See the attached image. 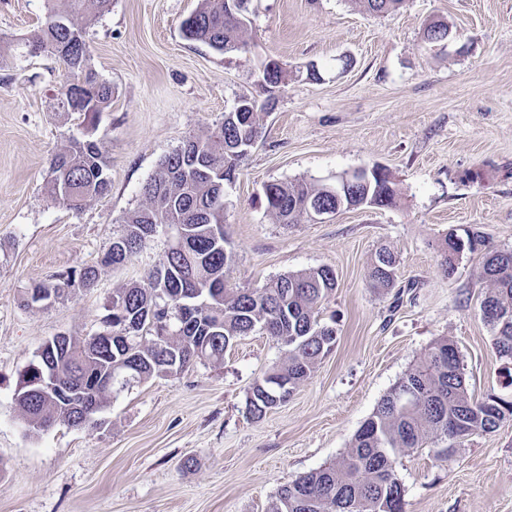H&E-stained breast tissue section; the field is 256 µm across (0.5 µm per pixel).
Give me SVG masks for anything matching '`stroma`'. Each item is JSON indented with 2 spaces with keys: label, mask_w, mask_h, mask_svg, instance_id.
Wrapping results in <instances>:
<instances>
[{
  "label": "stroma",
  "mask_w": 512,
  "mask_h": 512,
  "mask_svg": "<svg viewBox=\"0 0 512 512\" xmlns=\"http://www.w3.org/2000/svg\"><path fill=\"white\" fill-rule=\"evenodd\" d=\"M199 3L112 0L86 26L90 65L112 88L92 133L111 161L110 187L72 209L50 194L51 163L82 137L83 117L58 107L62 63L25 45L48 0H0V512H268L281 486L346 452L443 336L474 399L502 391L480 308L481 258L460 253L446 271L439 249L468 228L512 250V0H402L381 15L355 0H248L247 45L225 54L185 38ZM432 22L447 25V40L425 42ZM272 60L283 74L270 89ZM243 96L267 111L224 193L227 284L331 267L337 286L323 318L336 324L333 350L260 419L247 410L249 391L288 349L256 331L221 364L111 396L103 428L26 435L14 405L20 374L53 336L99 331L113 289L149 287L165 233L127 265L101 259L161 160L220 125ZM376 164L396 183L394 206L289 226L267 211L269 183L332 181ZM382 246L398 259L389 290L368 280ZM85 267L98 270L93 288L23 307L29 288ZM441 447L431 440L399 455L403 512H512L511 416L453 454Z\"/></svg>",
  "instance_id": "1"
}]
</instances>
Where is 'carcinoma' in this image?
Instances as JSON below:
<instances>
[{
    "label": "carcinoma",
    "mask_w": 512,
    "mask_h": 512,
    "mask_svg": "<svg viewBox=\"0 0 512 512\" xmlns=\"http://www.w3.org/2000/svg\"><path fill=\"white\" fill-rule=\"evenodd\" d=\"M112 0H64L51 10L30 40L39 51L58 55L67 43L70 56L60 59L66 81L90 86L84 120L112 100V87L89 64L85 27L108 12ZM402 0H357L370 14L396 9ZM194 26L185 36L218 52L245 47L247 22L242 12H230L226 0H201L191 14ZM448 38V27L432 23L426 42ZM261 107L250 121L224 113V122L204 138L192 137L164 158L159 171L144 186L146 206L123 218V252L109 250L112 265H124L153 238L154 229L175 225L183 242L169 244L153 275V286L132 283L112 292L107 326L126 331L129 341L108 347L91 338L73 337L61 348L51 370L66 397L54 401L33 396L24 386L15 403L26 431L38 434L57 423L76 429L106 424L101 416L108 392L154 376H171L196 362L224 359V352L242 336L262 331L288 348V360L256 380L247 398L252 417L288 402L336 343V326L321 321L324 302L337 286L329 267L283 274L260 288H229L224 272L232 251L224 235V167L237 168L243 148L258 138ZM110 160L99 144L74 139L52 162L51 193L72 208L103 195L109 186ZM267 210L279 224L301 222L311 202L336 208L341 200L326 185L306 181L269 183ZM464 250L482 258L480 276L487 291L482 304L501 312L489 318L493 344L500 358L512 362V250L488 246L477 233L465 232ZM397 258L379 249L368 278L374 288L394 286ZM91 288L93 267L66 272L37 289L59 297L75 280ZM512 416V397L490 396L476 401L465 385L454 341L435 340L364 421L343 457L280 487L270 512H403L402 486L395 474L398 455L422 448L428 439L450 441L477 432H492Z\"/></svg>",
    "instance_id": "cac0c4a2"
}]
</instances>
